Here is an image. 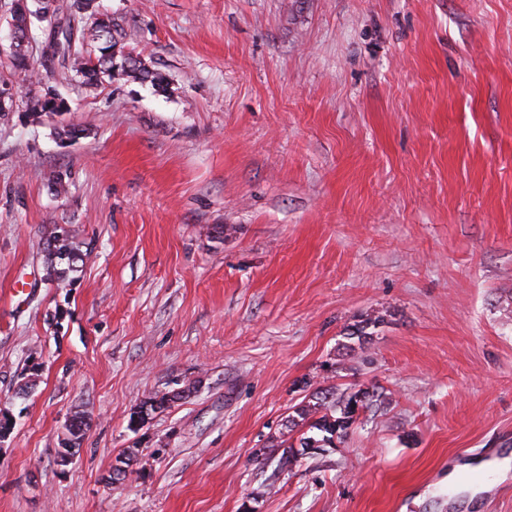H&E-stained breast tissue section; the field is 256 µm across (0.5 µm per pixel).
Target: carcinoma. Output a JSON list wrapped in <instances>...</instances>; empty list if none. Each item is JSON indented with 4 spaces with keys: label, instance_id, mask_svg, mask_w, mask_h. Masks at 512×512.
I'll return each instance as SVG.
<instances>
[{
    "label": "carcinoma",
    "instance_id": "carcinoma-1",
    "mask_svg": "<svg viewBox=\"0 0 512 512\" xmlns=\"http://www.w3.org/2000/svg\"><path fill=\"white\" fill-rule=\"evenodd\" d=\"M12 19L20 31H30L35 42L47 34L56 40V57L38 80L42 85L58 76L70 78L89 96L98 94L107 81L149 83L164 91L169 88L165 76L140 56L125 51L127 31L117 18L101 12L96 0H61L58 6L51 0H35L32 9L19 2ZM21 103L24 111L36 118L58 109L57 101L44 90L28 94ZM45 251L46 278L51 282L62 278L60 265L70 269L83 260L69 231L59 224L46 239ZM383 322L381 316L367 317L350 326L347 336L362 343ZM362 407L364 400L358 394L336 403L329 401V392L317 391L295 409L288 423L291 428L302 426L319 432L317 437H301L300 447L324 448L348 435Z\"/></svg>",
    "mask_w": 512,
    "mask_h": 512
}]
</instances>
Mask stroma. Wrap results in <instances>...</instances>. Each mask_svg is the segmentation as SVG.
Segmentation results:
<instances>
[{"instance_id":"obj_1","label":"stroma","mask_w":512,"mask_h":512,"mask_svg":"<svg viewBox=\"0 0 512 512\" xmlns=\"http://www.w3.org/2000/svg\"><path fill=\"white\" fill-rule=\"evenodd\" d=\"M101 4L170 86L0 117V512H512L448 484L512 458V0ZM318 389L365 406L280 466ZM45 244L47 281L52 282L62 278L65 268H58V266L66 264L67 269H70L74 263L83 260L82 255L77 253V249L73 246L69 231L62 225H54Z\"/></svg>"}]
</instances>
